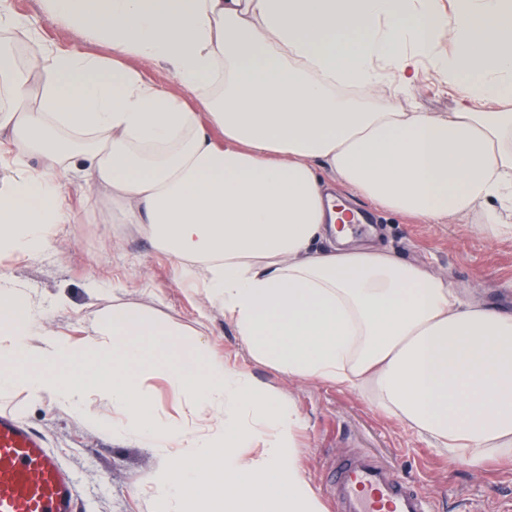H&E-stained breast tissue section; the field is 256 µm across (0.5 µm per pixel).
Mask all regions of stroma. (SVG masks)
Masks as SVG:
<instances>
[{
    "mask_svg": "<svg viewBox=\"0 0 512 512\" xmlns=\"http://www.w3.org/2000/svg\"><path fill=\"white\" fill-rule=\"evenodd\" d=\"M14 10L34 21L47 45L102 58L109 50L85 43L41 15L39 0H11ZM403 112H452L456 89L421 60L413 88L395 96ZM70 221L55 225L50 245L32 257L0 254V274L25 288L31 299L49 305L45 324L76 340L93 339L90 320L122 304L178 328L188 347L202 333L209 352L232 368L281 389L294 404L301 425L296 432L300 464L314 491H321L336 454L368 450L413 480L435 501L437 512H499L512 501V460L492 459L478 471L449 462L443 450L380 411L368 393L320 380L288 377L256 363L224 312L202 285L181 278L174 259L132 224L112 221V196L105 189L88 194L82 183L66 181ZM368 223L353 227L355 237L376 229L378 244L406 263H421L445 277L469 303L512 311V235L482 232L483 208L466 223L421 224L365 205ZM0 408L41 433L62 458L79 491L76 512H163L151 487L165 465L137 438L116 435L111 423L120 413L110 404L83 420L49 400L37 401L20 388L0 392Z\"/></svg>",
    "mask_w": 512,
    "mask_h": 512,
    "instance_id": "1",
    "label": "stroma"
}]
</instances>
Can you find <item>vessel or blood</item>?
I'll list each match as a JSON object with an SVG mask.
<instances>
[{"label":"vessel or blood","instance_id":"obj_1","mask_svg":"<svg viewBox=\"0 0 512 512\" xmlns=\"http://www.w3.org/2000/svg\"><path fill=\"white\" fill-rule=\"evenodd\" d=\"M324 492L336 512H435L431 497L385 461L357 449ZM74 482L44 438L0 411V512H75Z\"/></svg>","mask_w":512,"mask_h":512}]
</instances>
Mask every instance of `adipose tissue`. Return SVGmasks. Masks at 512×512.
<instances>
[{
    "label": "adipose tissue",
    "mask_w": 512,
    "mask_h": 512,
    "mask_svg": "<svg viewBox=\"0 0 512 512\" xmlns=\"http://www.w3.org/2000/svg\"><path fill=\"white\" fill-rule=\"evenodd\" d=\"M436 2L40 0L44 18L109 47L105 59L40 44L0 0V30L37 46L22 70L0 43L12 156L0 253L44 251L68 221L62 179L81 173L111 193L120 223L202 279L257 363L368 391L473 470L512 457V313L462 302L444 278L337 227L341 185L427 224L483 205L485 233L512 234V0H455L448 15ZM441 34L453 51L437 58ZM429 56L457 110L398 111L387 88L409 90ZM155 65L183 97L145 78ZM42 317L0 277V391L24 387L85 420L108 399L120 433L166 459L155 491L170 512H325L280 389L201 340L173 354L177 329L128 307L93 320L102 356ZM157 373L191 403L193 427L153 418L142 386Z\"/></svg>",
    "instance_id": "ef3b65f1"
}]
</instances>
